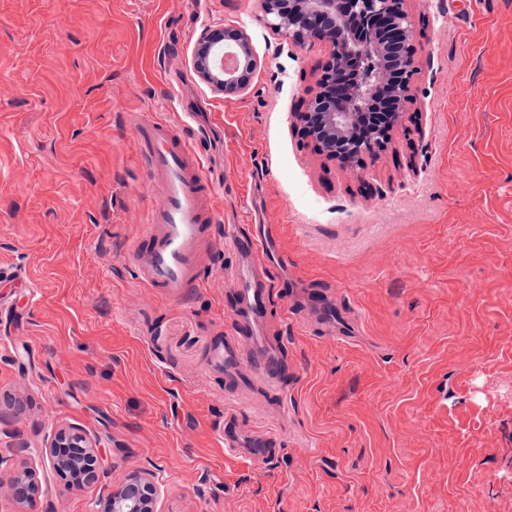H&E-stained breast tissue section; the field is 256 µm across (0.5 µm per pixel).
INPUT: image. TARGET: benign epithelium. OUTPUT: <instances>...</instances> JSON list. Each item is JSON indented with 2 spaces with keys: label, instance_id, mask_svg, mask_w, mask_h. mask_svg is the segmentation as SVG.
<instances>
[{
  "label": "benign epithelium",
  "instance_id": "obj_1",
  "mask_svg": "<svg viewBox=\"0 0 512 512\" xmlns=\"http://www.w3.org/2000/svg\"><path fill=\"white\" fill-rule=\"evenodd\" d=\"M263 19L296 44L322 41L332 46L317 88L305 110L297 114L318 151L355 164L384 143L350 138L365 116L371 97L384 91L403 103L415 68L411 24L400 0H263ZM197 76L214 91L241 92L259 61L248 34L239 28L206 29L194 52ZM36 455L68 485L83 489L96 483L102 470L99 443L74 425H58ZM42 492L39 469L0 455V494L14 512H32ZM165 492L160 475L151 470L126 474L112 483L92 512H159Z\"/></svg>",
  "mask_w": 512,
  "mask_h": 512
}]
</instances>
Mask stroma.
Here are the masks:
<instances>
[{
  "mask_svg": "<svg viewBox=\"0 0 512 512\" xmlns=\"http://www.w3.org/2000/svg\"><path fill=\"white\" fill-rule=\"evenodd\" d=\"M262 0H0V453L73 424L105 474L45 473L34 512H90L156 470L161 512H512V0H404L417 70L401 127L341 166L296 121L331 54ZM249 35L242 92L198 78L204 29ZM194 113L221 220L170 298L129 254L158 200L134 118ZM270 287L261 329L288 374L212 367L239 265ZM243 406L244 451L224 452ZM283 452L257 454L262 428ZM224 241L251 251H261L265 248V235L258 229L253 233L247 225L224 224Z\"/></svg>",
  "mask_w": 512,
  "mask_h": 512,
  "instance_id": "stroma-1",
  "label": "stroma"
}]
</instances>
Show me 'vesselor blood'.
Instances as JSON below:
<instances>
[{"instance_id": "b4317fda", "label": "vessel or blood", "mask_w": 512, "mask_h": 512, "mask_svg": "<svg viewBox=\"0 0 512 512\" xmlns=\"http://www.w3.org/2000/svg\"><path fill=\"white\" fill-rule=\"evenodd\" d=\"M187 125L184 119L170 122L149 116L136 124L144 164L162 201L150 210L132 258L141 283L171 297L200 279L203 245L218 221L215 182ZM224 240L252 251L265 247L264 235L242 224L225 225ZM236 281V323L224 354L246 358L265 378L278 379L283 367L265 355L263 339L256 333L269 292L258 277L240 274Z\"/></svg>"}]
</instances>
